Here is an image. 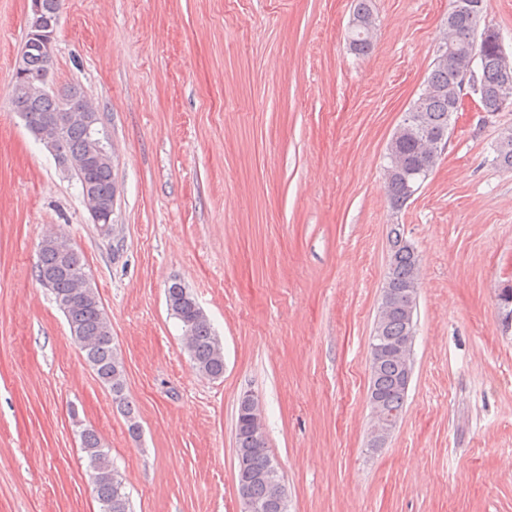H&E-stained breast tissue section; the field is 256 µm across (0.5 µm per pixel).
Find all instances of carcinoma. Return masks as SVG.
Returning a JSON list of instances; mask_svg holds the SVG:
<instances>
[{
	"instance_id": "1",
	"label": "carcinoma",
	"mask_w": 512,
	"mask_h": 512,
	"mask_svg": "<svg viewBox=\"0 0 512 512\" xmlns=\"http://www.w3.org/2000/svg\"><path fill=\"white\" fill-rule=\"evenodd\" d=\"M470 0H451L448 19L451 30L444 33L460 53H465L475 41V16L470 13ZM485 65L480 83L485 95L479 99L484 111L494 113L501 105L498 95L500 70L497 51L488 45L484 50ZM22 68L14 74L12 101L18 112L29 115L30 121L38 124L51 117L61 128L55 153L72 158L83 157L94 147L96 137L92 126H86L69 117L59 109L61 96L72 93L83 94L77 86H68L50 94L37 95L30 83L29 75L52 69L53 60L31 51ZM425 84L433 88L415 108L408 111L406 130L395 142L389 144L385 155L387 167L400 171L386 178V195L390 208L401 211L410 201L407 180L418 173L428 179L436 168L440 155L429 156L418 137L423 131L438 136L448 130V112L451 99L459 85L455 62H432ZM493 161L501 168L512 171V128L505 129L493 147ZM80 184L88 185L99 192L101 204L108 202L112 189V161L108 156L83 169L72 170ZM404 233L400 225H391L389 260L385 280L396 289L395 310L388 320L384 336L386 342L395 344L408 335L410 327L407 291L415 275L416 256L404 245ZM36 277H50L49 291L59 309L64 313L74 342L84 353L86 361L99 380L112 391V399L120 406L126 405L124 397L125 375L121 362L112 346V325L101 308L97 293L86 279L85 263L81 255L67 241L48 237L40 243L35 262ZM166 301L171 315L179 320L187 339V350L194 368L204 377L215 380L224 375V348L214 333L210 322L198 306L188 289L178 281L167 288ZM377 382L384 397V408L396 419L401 418L406 394L400 392L399 363L388 358L378 365ZM82 450L86 454L91 471L93 491L100 504L99 512H132L129 493L123 479L114 467L109 449L105 448L99 435L92 429L81 431ZM235 440L241 448H252L250 469L263 472L276 467L269 454L266 435L260 436L259 444L253 443V433L247 412L236 417ZM239 493L243 498L264 502L267 500V485L260 481L238 480Z\"/></svg>"
}]
</instances>
